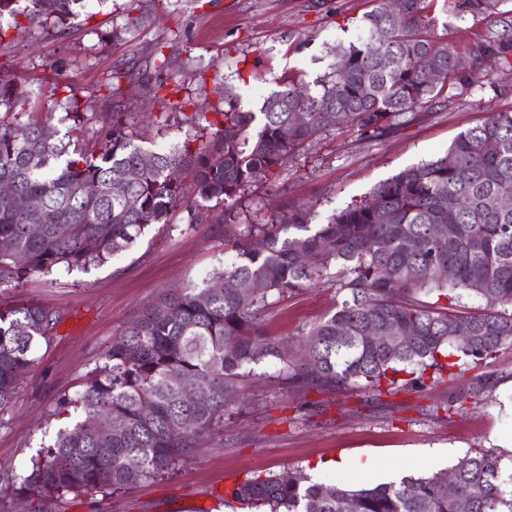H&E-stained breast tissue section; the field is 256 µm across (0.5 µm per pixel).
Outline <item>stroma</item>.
I'll list each match as a JSON object with an SVG mask.
<instances>
[{
    "mask_svg": "<svg viewBox=\"0 0 512 512\" xmlns=\"http://www.w3.org/2000/svg\"><path fill=\"white\" fill-rule=\"evenodd\" d=\"M381 0H88L64 27L0 16V76L14 80L13 105L0 116L26 120L28 113L63 116L61 84L85 96L88 107L72 132L76 145H93L121 113L135 144L166 151L190 137L210 140L187 116L161 120L159 83L181 87L199 100L220 88L238 110L259 114L264 100L292 84L315 87L335 61L337 47L363 35L362 18ZM433 39L467 53L492 23L463 18L451 0H431ZM140 18L122 40L113 29ZM168 60L158 68L156 55ZM123 69L122 96L106 86ZM512 110V57L466 89H452L420 105L388 135L367 140L351 125L327 128L296 149L272 177L253 183L236 204L232 224L188 226L176 208L167 225L152 227L135 247L83 273L31 275L0 292L9 303H34L62 311L64 322L50 346L39 348L14 399L0 412V472L25 475L30 458L53 441L64 423L61 397L80 391L106 349L146 305L178 289L200 284L234 256L244 225L268 224L295 206L312 223L359 202L375 187L410 167L446 152L455 137L495 112ZM342 295L334 282H315L277 301L260 319L263 334L294 343L330 311ZM502 373L499 386L475 406L447 414L459 390L443 381L419 392L375 396L367 391L326 394L291 387L279 364L255 369L223 429L210 432L173 473L133 490L102 498L66 499L55 512H234L216 499L235 479L302 469L312 481L379 484L450 469L478 449L512 447V347L489 361Z\"/></svg>",
    "mask_w": 512,
    "mask_h": 512,
    "instance_id": "obj_1",
    "label": "stroma"
}]
</instances>
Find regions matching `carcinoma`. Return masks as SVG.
<instances>
[{"label":"carcinoma","instance_id":"carcinoma-1","mask_svg":"<svg viewBox=\"0 0 512 512\" xmlns=\"http://www.w3.org/2000/svg\"><path fill=\"white\" fill-rule=\"evenodd\" d=\"M28 2L29 21L62 27L86 0ZM503 5L453 0L459 16L494 17L469 48L472 66L460 71L455 51L424 35L434 23L425 0L395 7L385 0L364 17L366 38L336 50L317 94L293 86L265 99L252 138L253 115L232 103L223 113L212 103L192 113L194 125L214 129L208 145L187 139L161 153L136 145L116 116L97 153L71 148L70 132L36 112L21 125L0 119V183L38 202L34 210L0 207V288H17L32 274L101 267L150 227L169 223L182 204L190 225L226 224L246 188L330 126L385 136L418 105L447 87L471 86L481 70L512 56V10ZM435 70L443 80L431 78ZM66 105L59 122L81 121L85 106L72 89ZM220 115L222 122L210 120ZM489 141L497 150H486ZM186 172L194 179L188 204ZM89 185L97 191L86 192ZM504 196H512V111L460 133L443 155L400 172L325 224L311 225L298 208L277 224L246 225L223 270L145 307L84 389L59 400V411L76 419L31 456L21 481L0 475V512L15 497L29 500L31 512H47L68 496L107 497L167 473L224 426L240 385L266 360L280 363L292 382L325 393L394 395L446 378L466 381L448 413L480 401L501 381L484 370L487 361L512 347V208L498 204ZM450 198L453 210L444 206ZM213 200L224 209L210 206ZM448 266L451 281L440 276ZM329 278L343 299L305 330L299 357L262 337L259 319L270 298ZM464 292L481 298L483 311L460 308ZM63 319L39 305L0 306V411ZM460 323L468 326L465 339L457 337ZM385 330L409 331L412 339L387 341ZM473 369L479 373L466 376ZM503 458L479 449L451 468L452 481L440 472L359 489L269 473L245 479L230 499L268 512H512V458L507 465Z\"/></svg>","mask_w":512,"mask_h":512}]
</instances>
